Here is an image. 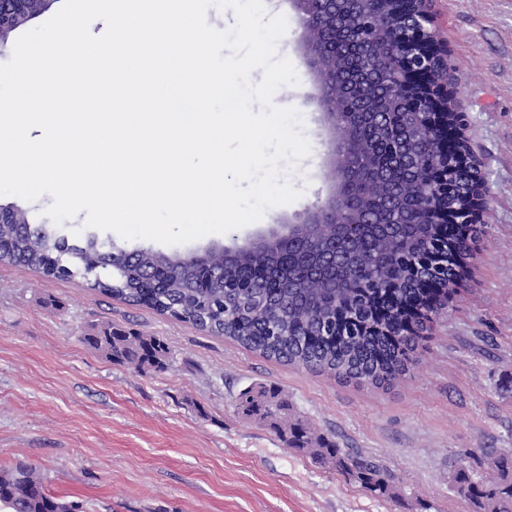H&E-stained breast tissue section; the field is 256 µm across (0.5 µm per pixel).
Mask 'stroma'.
<instances>
[{"mask_svg": "<svg viewBox=\"0 0 512 512\" xmlns=\"http://www.w3.org/2000/svg\"><path fill=\"white\" fill-rule=\"evenodd\" d=\"M265 7L287 20L277 54L299 77L273 102L303 117L310 153L283 169L301 195L245 227L185 243L188 251L234 248L301 223L333 191L335 132L305 63L301 16L292 0ZM432 12L482 162L492 230L431 322L410 377L388 390L340 383L104 296L83 278L0 264V469L32 464L82 512H472L451 481L458 465L478 476L512 453V0H433ZM106 324L160 339L167 369L117 364L84 342ZM255 384L278 388L344 452L391 471L396 497L370 495L243 418L237 396Z\"/></svg>", "mask_w": 512, "mask_h": 512, "instance_id": "1", "label": "stroma"}]
</instances>
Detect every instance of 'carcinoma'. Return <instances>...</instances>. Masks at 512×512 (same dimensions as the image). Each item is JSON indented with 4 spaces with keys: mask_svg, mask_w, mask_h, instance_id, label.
Returning <instances> with one entry per match:
<instances>
[{
    "mask_svg": "<svg viewBox=\"0 0 512 512\" xmlns=\"http://www.w3.org/2000/svg\"><path fill=\"white\" fill-rule=\"evenodd\" d=\"M311 8L336 14V46L321 48L318 56L336 70V132L346 168L359 170L345 185L359 208L346 223L302 224L292 238L272 236L264 247L242 249L229 261L220 247L203 263L156 250L148 265L96 228L73 239L57 224H0V237L11 241L0 263L40 271L48 257H57L63 277L90 279L105 296L169 315L262 357L368 388L388 389L404 380L427 340L416 310L431 299L441 305L448 300L453 281L466 273L472 244L489 235V225L474 226L459 239L449 237L448 225L427 222L429 211L466 202L471 175L458 174L456 193L448 198L433 201L423 192L429 171L421 152L430 142L443 150L448 136L431 135L426 126L415 134L411 125L425 118L403 105L394 72L350 39L359 20L402 17L411 13L412 0H373L361 17L350 0L314 2ZM352 78L364 85L367 107L354 124L346 118ZM85 340L115 363L168 366V348L152 336L107 325ZM238 409L370 494L395 495V475L344 453L277 390L250 387L239 394ZM489 469L475 479L462 465L452 482L473 512H512V455L493 459ZM68 505L46 492L32 466L0 471L3 512H68Z\"/></svg>",
    "mask_w": 512,
    "mask_h": 512,
    "instance_id": "obj_1",
    "label": "carcinoma"
}]
</instances>
